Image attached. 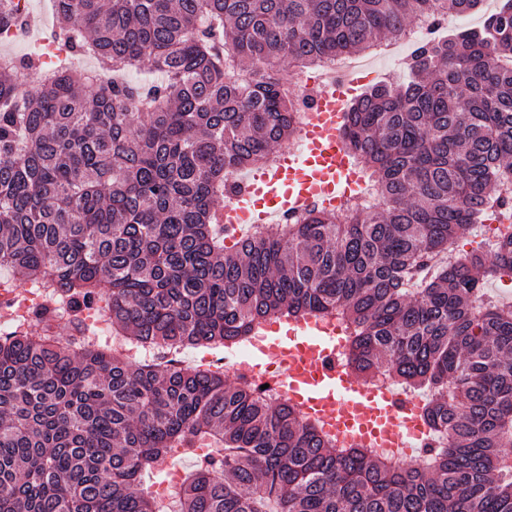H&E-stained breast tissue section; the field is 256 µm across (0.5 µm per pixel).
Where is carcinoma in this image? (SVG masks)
<instances>
[{
    "label": "carcinoma",
    "mask_w": 512,
    "mask_h": 512,
    "mask_svg": "<svg viewBox=\"0 0 512 512\" xmlns=\"http://www.w3.org/2000/svg\"><path fill=\"white\" fill-rule=\"evenodd\" d=\"M483 0H58L57 65L18 89L0 68V267L44 283L72 328L105 300L141 346L221 347L261 321L334 315L352 373L425 395L442 447L411 468L337 448L289 402L220 372L139 362L28 330L0 336V512H512V223L448 254L492 211L512 158V0L414 50L411 79L349 105L344 135L375 202L309 209L227 241L225 175L297 135L281 63L312 66L400 38L411 18ZM149 58L152 88L110 74ZM232 65L250 82L226 79ZM210 446L168 502L142 488L174 448Z\"/></svg>",
    "instance_id": "1"
}]
</instances>
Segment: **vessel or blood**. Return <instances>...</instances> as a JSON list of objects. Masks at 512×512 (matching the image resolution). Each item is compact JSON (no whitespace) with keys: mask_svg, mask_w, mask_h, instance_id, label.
<instances>
[{"mask_svg":"<svg viewBox=\"0 0 512 512\" xmlns=\"http://www.w3.org/2000/svg\"><path fill=\"white\" fill-rule=\"evenodd\" d=\"M356 84L346 75L321 85L300 134L302 150L284 153L278 166L264 169L242 194L225 200L221 221L227 228L265 224L316 204L332 210L358 191L343 137L347 98ZM340 352L335 323L311 318L290 322L285 335H261L245 366L263 382L272 380V366H280L289 397L348 443L407 455L415 446L420 408L392 389L357 379Z\"/></svg>","mask_w":512,"mask_h":512,"instance_id":"vessel-or-blood-1","label":"vessel or blood"}]
</instances>
